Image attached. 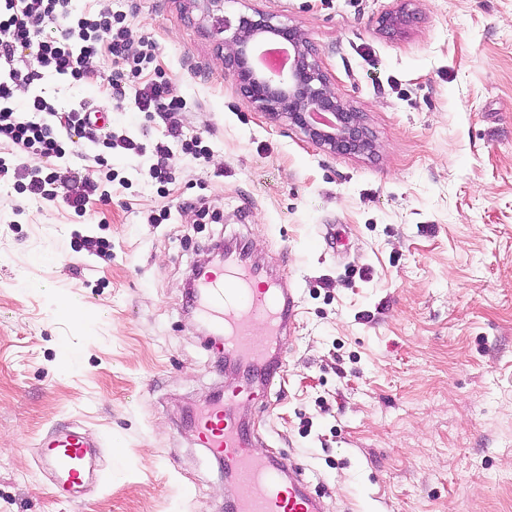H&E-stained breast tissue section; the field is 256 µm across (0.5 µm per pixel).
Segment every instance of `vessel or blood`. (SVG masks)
Returning <instances> with one entry per match:
<instances>
[{"label":"vessel or blood","mask_w":512,"mask_h":512,"mask_svg":"<svg viewBox=\"0 0 512 512\" xmlns=\"http://www.w3.org/2000/svg\"><path fill=\"white\" fill-rule=\"evenodd\" d=\"M197 307L215 329L212 350L237 375V384L196 412L197 443L224 463L227 480L245 494L229 504L231 512H325L320 497L304 487L300 467L283 457L268 459L256 450L243 407L256 399V387L279 369L272 343L282 342L296 317L297 299L286 284L252 265L244 250L228 249L223 264L198 269ZM41 461L59 491L82 487L91 475L89 444L77 431L46 436Z\"/></svg>","instance_id":"b4317fda"}]
</instances>
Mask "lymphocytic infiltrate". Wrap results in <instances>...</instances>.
<instances>
[{"instance_id": "f902f5d3", "label": "lymphocytic infiltrate", "mask_w": 512, "mask_h": 512, "mask_svg": "<svg viewBox=\"0 0 512 512\" xmlns=\"http://www.w3.org/2000/svg\"><path fill=\"white\" fill-rule=\"evenodd\" d=\"M104 48L119 65L111 79L113 90L121 95L129 83H136L134 103L139 111L183 109V101L171 96L163 73L139 83L154 61L157 45L148 39L132 40L123 15L107 7L78 15L71 0H0V62L9 67L7 74H0V142L37 158V165L27 167L21 187L31 197L55 199L57 175L45 172L43 165L75 154L81 139L90 137L93 123L83 108L72 110L63 126L48 123L56 108L38 94L29 100L26 112H17L14 89L32 84L44 71L73 84L84 83L89 59Z\"/></svg>"}]
</instances>
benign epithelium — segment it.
<instances>
[{
  "label": "benign epithelium",
  "mask_w": 512,
  "mask_h": 512,
  "mask_svg": "<svg viewBox=\"0 0 512 512\" xmlns=\"http://www.w3.org/2000/svg\"><path fill=\"white\" fill-rule=\"evenodd\" d=\"M220 33L229 48L224 60L252 105L272 117H283L313 144L333 153L369 154L375 150L362 114L331 87L302 31L273 21L260 10L223 20ZM288 43V68L270 76L255 69L260 40Z\"/></svg>",
  "instance_id": "benign-epithelium-1"
}]
</instances>
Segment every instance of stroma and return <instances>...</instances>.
<instances>
[{
    "label": "stroma",
    "instance_id": "stroma-1",
    "mask_svg": "<svg viewBox=\"0 0 512 512\" xmlns=\"http://www.w3.org/2000/svg\"><path fill=\"white\" fill-rule=\"evenodd\" d=\"M103 5L157 42L186 106L149 116L113 98L105 49L84 84L46 72L13 98L104 112L117 180L83 141L67 165L111 198L80 217L65 183L50 202L0 174V512H225L242 494L189 427L230 381L184 291L235 238L299 301L250 406L259 453L302 464L326 512H512V0H223L214 16L189 0L72 2ZM253 9L304 32L374 153L326 152L247 101L217 18ZM397 11L408 22L382 30ZM172 126L208 156L168 142ZM200 197L211 217L190 208ZM70 426L104 446L99 480L73 497L38 448Z\"/></svg>",
    "mask_w": 512,
    "mask_h": 512
}]
</instances>
